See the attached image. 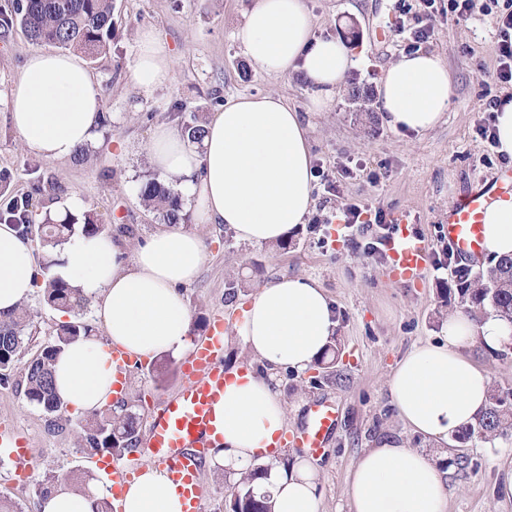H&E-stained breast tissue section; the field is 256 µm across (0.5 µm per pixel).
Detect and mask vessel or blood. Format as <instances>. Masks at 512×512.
<instances>
[{"label": "vessel or blood", "instance_id": "1", "mask_svg": "<svg viewBox=\"0 0 512 512\" xmlns=\"http://www.w3.org/2000/svg\"><path fill=\"white\" fill-rule=\"evenodd\" d=\"M512 194V170L503 171L494 187L473 190L448 208L444 233L455 251L462 256L475 257L482 252L483 214L490 200ZM427 244L415 237L407 224H398L388 246L389 274L398 284L417 282L428 265ZM224 323L216 321L206 341L194 346L182 369L177 393L160 402L150 412L148 436L144 452L150 465L167 473L179 486L184 512H201L198 476L205 449L214 447L213 406L224 392L227 375L222 364ZM336 426L332 407L317 404L308 414L304 429L279 437V447H292L309 456L325 448ZM7 450L20 476L30 472L28 442L11 436ZM112 471V490L120 492L133 481L135 460H108Z\"/></svg>", "mask_w": 512, "mask_h": 512}]
</instances>
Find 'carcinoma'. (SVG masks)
<instances>
[{"label": "carcinoma", "instance_id": "cac0c4a2", "mask_svg": "<svg viewBox=\"0 0 512 512\" xmlns=\"http://www.w3.org/2000/svg\"><path fill=\"white\" fill-rule=\"evenodd\" d=\"M20 26L30 40L65 50L79 51L90 59L106 52L112 39V0H17L13 11H0V28ZM145 208L157 212L166 224L184 220L178 195L160 178H152L139 187ZM36 211L30 198L15 199L0 213V221L23 228L35 226L36 234L47 253L42 267V297L46 305L64 312L85 307L86 296L63 279L55 276L54 250L75 232L99 234L105 228L98 215L88 210L81 215L67 212L48 216L34 224ZM444 305L457 302L472 315L494 312L512 322V255L503 256L487 269L473 275L467 271L442 293ZM31 313L23 306L7 316H0V383L7 384L19 357L30 342ZM90 325L69 321L58 325L55 337L27 362L23 383L27 399L49 415L63 409L56 394L53 364L57 355L83 336L91 335ZM131 399H122L114 407L88 415L81 424L80 448L89 455L123 456L133 452L141 440V422ZM512 430V391H490L485 411L475 422L454 435L460 442L474 437L492 441ZM267 471L257 466L246 472L226 505L227 512H272L268 492L259 481Z\"/></svg>", "mask_w": 512, "mask_h": 512}]
</instances>
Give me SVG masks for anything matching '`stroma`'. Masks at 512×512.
Wrapping results in <instances>:
<instances>
[{
    "label": "stroma",
    "instance_id": "35a3bbf8",
    "mask_svg": "<svg viewBox=\"0 0 512 512\" xmlns=\"http://www.w3.org/2000/svg\"><path fill=\"white\" fill-rule=\"evenodd\" d=\"M254 2L113 0L110 49L89 64L100 83L107 123L82 163L49 161L24 147L12 127L8 100L34 44L17 28L0 33V173L5 176L0 211L11 199L29 196L53 212L59 201L73 197L99 215L106 234L121 237L126 251H133L162 226L138 195L142 181L153 173L146 152L153 129L162 123L181 127L196 115L210 119L224 102L241 94L282 96L302 117L313 164L338 183L339 193L334 196L315 185L314 207L305 223L289 232L285 250L241 242L221 224L186 221V230L202 238L208 253L199 277L183 289L195 325L193 339L206 336L214 321L223 320L225 369L247 366L270 381L285 405L289 431L304 426L314 403L325 401L335 408L336 426L315 459L321 512H349L353 463L362 450L391 437L432 457L468 455L470 468L450 475L448 512H512V498L500 492L504 473L512 470V432L490 443L452 439L438 448L401 422L387 386L413 344L443 336L452 309L442 305L441 292L455 267L476 273L487 265L483 259L449 260L441 226L451 202L468 190L494 184L508 167L477 132L489 119L487 101L512 95V86L495 78L493 24L479 17L456 25L448 15V0H436L423 48L448 63L452 107L437 128L418 136L389 128L375 107L383 71L414 45L417 0H306L316 34L340 39L356 59L328 112L309 111L310 90L302 74L272 77L245 55L233 33ZM145 27L155 29L174 53L171 83L149 96L132 81L137 36ZM118 140L124 150H116ZM349 201L365 206L371 216L380 211L389 218L404 217L425 240L430 259L418 282L391 281L386 257L364 248L369 233L359 224L347 226ZM121 224L132 227V234L119 236ZM285 274L317 279L334 300V372L316 366L301 374L270 369L239 335L237 326L251 297ZM26 305L33 320L32 356L62 322H96L93 308L63 314L44 304L37 290ZM154 363L164 366V377L146 368L127 370V394L144 417L180 379V357L164 354ZM64 417V426H54L28 402L22 388L0 387V428L15 431L31 448L30 475L23 483L16 482L13 463L0 456V500L37 512V488L48 474L75 476L99 491L109 490L111 474L89 464L78 449L82 413L69 406ZM200 483L204 512H225L234 479L205 462Z\"/></svg>",
    "mask_w": 512,
    "mask_h": 512
}]
</instances>
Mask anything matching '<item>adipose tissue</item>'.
Returning <instances> with one entry per match:
<instances>
[{"mask_svg": "<svg viewBox=\"0 0 512 512\" xmlns=\"http://www.w3.org/2000/svg\"><path fill=\"white\" fill-rule=\"evenodd\" d=\"M235 38L266 73L302 72L317 112L330 107L354 64L344 43L315 35L304 0H256ZM172 70L167 43L155 30H142L134 83L151 94L170 83ZM451 104L448 66L434 52L402 55L379 81L376 108L396 131L425 134L442 122ZM9 108L12 126L29 150L65 161L95 141L101 90L81 55L35 49L13 84ZM147 154L160 176L178 179L183 194L195 201L197 223L224 225L248 243L285 240L314 204L306 130L298 111L277 95L232 98L207 124L198 146L178 128L159 125ZM483 223L484 256L512 254V197L492 199ZM205 261L200 238L175 226L158 230L129 255L103 233L78 234L65 244L55 273L94 296L106 337L81 338L57 357L55 387L64 404L81 412L108 404L116 380L111 347L150 358L188 351L192 318L181 288L198 278ZM36 271L30 243L11 224L1 223V314L30 297ZM336 328L334 303L321 284L284 275L252 299L239 332L270 368L303 372L324 354ZM511 344L512 322L457 310L439 342L413 345L393 370L389 392L400 418L428 440L447 441L488 401L489 377L465 349L478 345L496 352ZM231 374L214 407L223 443L213 463L234 474L267 466L272 512H320L318 476L309 462L288 464L268 452L288 425L271 384L236 368ZM349 487L350 512H448L443 471L425 452L402 444L364 451L350 472ZM121 501L124 512H183L176 487L149 465Z\"/></svg>", "mask_w": 512, "mask_h": 512, "instance_id": "obj_1", "label": "adipose tissue"}]
</instances>
